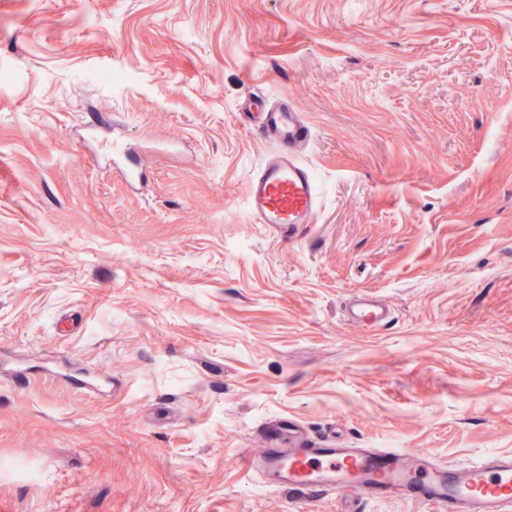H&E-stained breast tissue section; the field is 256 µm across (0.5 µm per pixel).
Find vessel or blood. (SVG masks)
Returning <instances> with one entry per match:
<instances>
[{"instance_id":"b4317fda","label":"vessel or blood","mask_w":512,"mask_h":512,"mask_svg":"<svg viewBox=\"0 0 512 512\" xmlns=\"http://www.w3.org/2000/svg\"><path fill=\"white\" fill-rule=\"evenodd\" d=\"M246 108L261 112L255 132L269 147L248 185L250 215L255 223L288 230L313 223L321 195L301 159L312 141L308 125L285 102L250 99ZM112 163L129 184L144 185L142 168L117 138L112 141ZM343 311L347 321L361 328L379 329L390 322V307L367 292L347 297ZM244 463L277 490L408 498L431 506L433 512H512V453L493 452L467 466L445 465L416 450L347 448L304 440L284 448L273 432L265 447L245 455Z\"/></svg>"}]
</instances>
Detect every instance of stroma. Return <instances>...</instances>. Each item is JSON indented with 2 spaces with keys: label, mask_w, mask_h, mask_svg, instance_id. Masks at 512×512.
I'll use <instances>...</instances> for the list:
<instances>
[{
  "label": "stroma",
  "mask_w": 512,
  "mask_h": 512,
  "mask_svg": "<svg viewBox=\"0 0 512 512\" xmlns=\"http://www.w3.org/2000/svg\"><path fill=\"white\" fill-rule=\"evenodd\" d=\"M255 92L312 130L292 236L246 206ZM281 420L512 453V0H0V512H431L265 487ZM112 163L130 185H144L146 176L143 169L132 160L123 142L118 138L112 140ZM343 311L347 321L361 328L379 329L387 326L391 321L390 307L367 292H357L347 297Z\"/></svg>",
  "instance_id": "obj_1"
}]
</instances>
